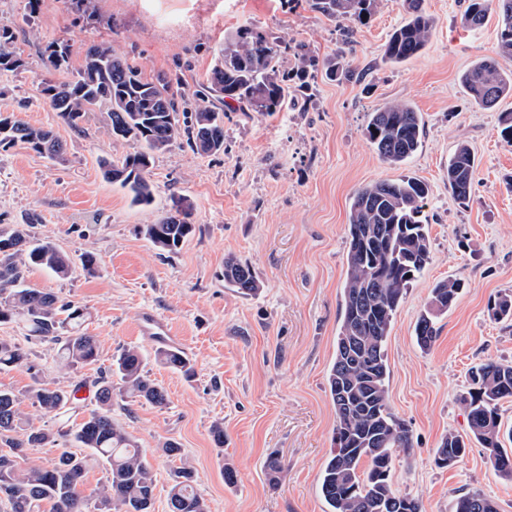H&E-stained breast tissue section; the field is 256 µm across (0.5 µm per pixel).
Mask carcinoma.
<instances>
[{
	"mask_svg": "<svg viewBox=\"0 0 512 512\" xmlns=\"http://www.w3.org/2000/svg\"><path fill=\"white\" fill-rule=\"evenodd\" d=\"M375 0H308L310 9L334 23H363L371 16ZM424 0H402L404 22L391 34L385 60L401 63L420 54L434 26L423 7ZM498 16L497 51L478 60L462 77L470 97L483 108L494 107L512 95V70L501 61L512 60V0H468L463 27L481 28L490 10ZM291 54L294 67L279 70V59ZM71 46L45 47L42 63L47 72L69 67ZM319 58L303 43L288 45L267 30L252 24L239 26L225 38L217 63L199 96L226 106L234 102L242 111L271 114L286 105L288 82L308 88L307 78L319 68ZM24 65L16 51L10 28L0 25V69ZM171 81H149L106 42L84 50L82 64L61 82H44L43 94L59 118L77 128L86 115L106 109L112 136L141 144L121 159L102 162L103 176L117 183L135 205L153 198L149 170L154 156L169 149L180 136L178 108L169 92ZM365 137L382 162L400 166L421 147L423 123L406 102L387 104L370 113ZM191 148L207 153L224 152V114L204 105L194 111L188 129ZM18 144L39 154L60 157L63 143L53 129L34 127L21 118H0V148ZM476 166L470 149L460 144L448 162V189L464 204L474 182ZM427 185L404 176L377 180L358 188L350 205L346 282L343 288L336 353L327 384L335 409L336 425L331 455L325 461L320 485L328 512H421V503L401 493L391 483L394 452L411 447V437L388 401L389 369L385 344L407 289L430 261L429 224L424 208ZM193 208L181 197L172 199L171 210L148 225L155 247L174 252L194 232ZM96 258L84 252L74 258L51 242L33 238L23 227L0 232V324H15L26 339L48 343L56 350L60 367L77 369L95 365L100 352L94 337L81 329L86 308L65 300L29 280L34 269H47L66 279L80 268L92 273ZM224 282L243 295L258 292L260 284L251 266L232 259L224 264ZM455 281L438 283L429 305L415 325L417 344L433 346L439 336L437 315L448 311L459 293ZM157 364L195 376L192 361L176 347H161ZM33 368L30 353L21 344L0 336V370ZM121 381L112 387V375ZM474 391L465 400L474 437L486 448L495 470L512 476V451L502 447L499 404L512 398V366L488 361L472 372ZM94 385L96 406L76 428L56 430L27 423L20 409L23 400L46 414L58 415L75 408L83 387H60L42 381L24 394L0 390V439L9 452H0V502L6 512H87L90 497L82 486L87 457L62 449L45 466L22 469L17 463L28 449L57 447L74 440L103 461L108 468L105 484L93 492L96 512H151L155 474L145 453L112 419L116 398L144 400L157 407L167 405L165 389L149 378L145 360L135 348H124L109 371ZM467 444L456 435L446 436L437 449L435 463L448 468L465 457ZM170 512H208L206 500L195 487L194 471L183 465L175 470L169 495ZM454 512H498L494 501L478 492L456 498Z\"/></svg>",
	"mask_w": 512,
	"mask_h": 512,
	"instance_id": "cac0c4a2",
	"label": "carcinoma"
}]
</instances>
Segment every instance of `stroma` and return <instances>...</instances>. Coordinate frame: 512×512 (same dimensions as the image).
I'll list each match as a JSON object with an SVG mask.
<instances>
[{"label": "stroma", "instance_id": "1", "mask_svg": "<svg viewBox=\"0 0 512 512\" xmlns=\"http://www.w3.org/2000/svg\"><path fill=\"white\" fill-rule=\"evenodd\" d=\"M463 8V0H425L434 20L425 51L391 64L383 52L404 19L400 0H375L369 19L348 32L306 0H40L34 11L29 0H0V23L25 61L0 71V115L52 128L67 145L60 161L21 146L0 149V229L26 223L31 235L67 254L96 257L95 273L61 279L36 269L30 279L85 306L84 329L100 349L98 365L68 372L59 370L51 345L31 344L32 368L1 370L0 389L24 392L35 368L62 387L90 384L119 348H137L169 403L117 400L112 416L153 466L152 512H169L172 471L181 461L193 468L209 512H325L321 473L336 421L327 376L351 197L367 183L410 175L429 188L431 260L408 289L386 343L389 404L412 436L411 448L394 453L391 479L422 512H453L456 497L469 491L512 512V477L493 469L472 439L464 402L472 367L489 358L512 365V319L493 315L498 299L512 295V143L500 135L512 96L485 109L466 93L463 73L497 50V16L470 31L460 22ZM246 23L305 43L322 61L344 53L352 74L333 80L316 72L307 94L290 93L273 114L226 110L221 154L193 151L179 137L154 158L150 205L132 204L101 174L100 159L134 149L113 138L106 113H90L75 129L42 93L46 44L68 42L75 68L87 45L104 41L143 77L171 78L179 112L191 113L218 48ZM389 101L412 104L424 126L421 147L398 168L383 163L364 135L368 112ZM462 143L476 160L465 205L445 178ZM175 194L192 204L195 231L166 253L145 229ZM230 257L252 267L257 295L225 285ZM448 280L462 287L437 320V341L421 349L416 320L435 284ZM147 310L169 325L194 363V379L155 363L156 342L138 330ZM217 422L220 447L211 435ZM451 434L468 438L470 449L441 469L436 451ZM170 440L182 448L181 461L162 455ZM272 457L283 466L275 481L267 470ZM228 465L237 473L231 487L224 483Z\"/></svg>", "mask_w": 512, "mask_h": 512}]
</instances>
